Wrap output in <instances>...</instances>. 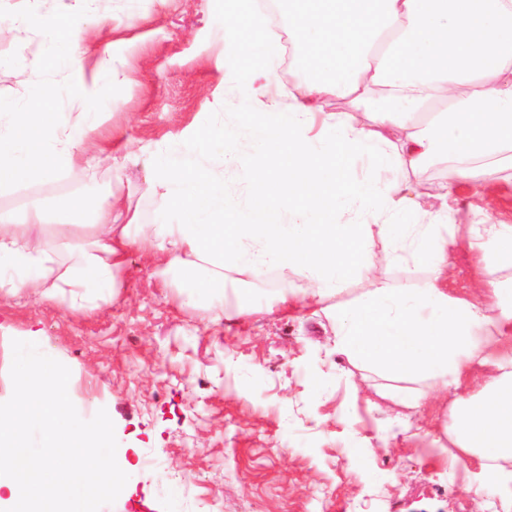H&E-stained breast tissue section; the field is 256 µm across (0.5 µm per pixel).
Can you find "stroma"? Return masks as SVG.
<instances>
[{"mask_svg": "<svg viewBox=\"0 0 512 512\" xmlns=\"http://www.w3.org/2000/svg\"><path fill=\"white\" fill-rule=\"evenodd\" d=\"M39 0H0V103L24 93L18 71L42 39L15 19ZM116 40L112 165L78 167L67 181L0 191V215L51 211L67 197L111 185L137 205L149 184L146 157L163 142L194 134L224 108V42L215 0H95ZM460 206L512 224V184L458 188ZM511 269H485L460 248L448 286L465 297ZM331 326L311 310L211 322L183 309L154 274L147 253L125 260L118 293L94 309L0 295V402L13 391L12 340L49 349L111 418L129 479L108 512L145 504L171 512H512V494L469 489L425 453L441 434L450 398L438 393L409 416L368 411L374 381L328 350ZM320 389L309 385L311 377ZM358 387L361 404L350 401Z\"/></svg>", "mask_w": 512, "mask_h": 512, "instance_id": "obj_1", "label": "stroma"}]
</instances>
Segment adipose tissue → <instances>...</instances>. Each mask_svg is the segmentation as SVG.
<instances>
[{"label":"adipose tissue","mask_w":512,"mask_h":512,"mask_svg":"<svg viewBox=\"0 0 512 512\" xmlns=\"http://www.w3.org/2000/svg\"><path fill=\"white\" fill-rule=\"evenodd\" d=\"M287 46L254 0H223L224 109L197 136L165 142L128 219L112 189L42 213L0 218V294L91 309L113 294L133 249L182 305L225 318L296 307L331 322L330 350L379 379V400L420 408L460 395L444 424L449 469L475 465L480 491L512 486V282L468 297L448 289V264L468 246L512 268V225L466 222L448 200L460 184L512 182V0H279ZM54 39L20 75L26 91L0 106V188L68 177L89 133L111 114L97 87L112 78L116 41L86 69L90 22L41 14ZM302 78L281 82V58ZM287 87L280 102L274 90ZM348 101L328 112L327 99ZM402 278L380 272L376 252ZM360 286L349 303L336 297ZM487 369L469 394L470 374Z\"/></svg>","instance_id":"obj_1"}]
</instances>
